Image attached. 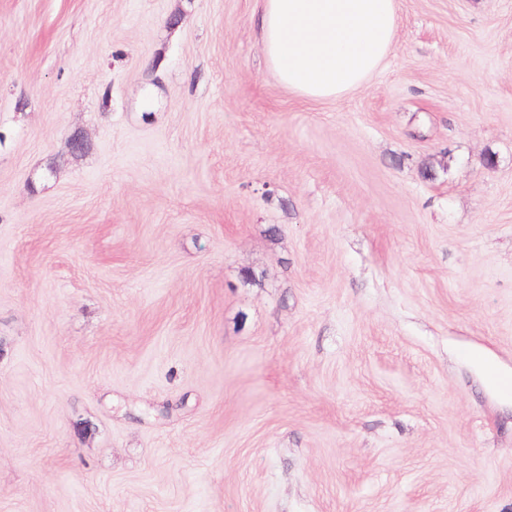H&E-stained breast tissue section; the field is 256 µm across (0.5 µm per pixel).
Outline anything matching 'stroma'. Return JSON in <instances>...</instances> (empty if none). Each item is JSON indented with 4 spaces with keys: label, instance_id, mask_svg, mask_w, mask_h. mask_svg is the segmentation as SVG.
<instances>
[{
    "label": "stroma",
    "instance_id": "35a3bbf8",
    "mask_svg": "<svg viewBox=\"0 0 512 512\" xmlns=\"http://www.w3.org/2000/svg\"><path fill=\"white\" fill-rule=\"evenodd\" d=\"M260 4L0 0V512H512V0ZM257 25L269 68L308 102L364 85L385 61L398 0H262Z\"/></svg>",
    "mask_w": 512,
    "mask_h": 512
}]
</instances>
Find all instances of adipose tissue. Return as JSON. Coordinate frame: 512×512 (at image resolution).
Returning <instances> with one entry per match:
<instances>
[{"instance_id": "ef3b65f1", "label": "adipose tissue", "mask_w": 512, "mask_h": 512, "mask_svg": "<svg viewBox=\"0 0 512 512\" xmlns=\"http://www.w3.org/2000/svg\"><path fill=\"white\" fill-rule=\"evenodd\" d=\"M398 0H263L257 25L267 63L299 98H339L385 61Z\"/></svg>"}]
</instances>
